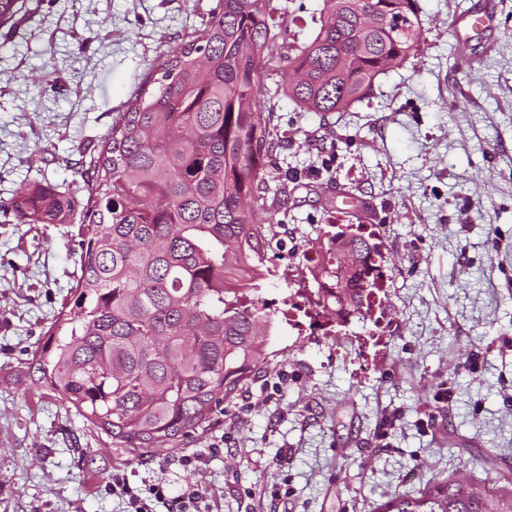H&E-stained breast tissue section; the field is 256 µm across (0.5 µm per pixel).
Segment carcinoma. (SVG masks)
I'll use <instances>...</instances> for the list:
<instances>
[{
  "label": "carcinoma",
  "instance_id": "obj_1",
  "mask_svg": "<svg viewBox=\"0 0 512 512\" xmlns=\"http://www.w3.org/2000/svg\"><path fill=\"white\" fill-rule=\"evenodd\" d=\"M271 0H219L202 27L157 59L116 113L90 161L79 227L80 274L32 359L30 380L136 454L178 448L268 364L273 317L259 294L275 277L265 254L277 205L280 143L261 101L287 29ZM418 0H324L317 27L287 44L288 97L308 112H344L419 51ZM19 224H68L74 200L51 183L15 195ZM360 278L347 298L326 289L316 313L344 325L369 301L363 233ZM459 458L453 476L394 493L378 512H512V477L498 456ZM480 481L483 491L469 483Z\"/></svg>",
  "mask_w": 512,
  "mask_h": 512
}]
</instances>
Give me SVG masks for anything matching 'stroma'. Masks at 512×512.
Returning <instances> with one entry per match:
<instances>
[{
  "label": "stroma",
  "instance_id": "35a3bbf8",
  "mask_svg": "<svg viewBox=\"0 0 512 512\" xmlns=\"http://www.w3.org/2000/svg\"><path fill=\"white\" fill-rule=\"evenodd\" d=\"M218 0H24L0 26V512H124L113 474L203 479L209 512H376L457 452L512 469V0H418L417 56L327 115L263 94L288 222L285 279L319 229L360 219L387 270V330L307 336L276 323L270 363L176 449L134 455L30 385L27 364L79 273L77 224H20L15 193L48 182L83 207V177L159 55ZM492 5L467 48L455 23ZM49 75L48 87L37 85ZM203 476L182 455L213 443ZM286 466H277L279 457Z\"/></svg>",
  "mask_w": 512,
  "mask_h": 512
}]
</instances>
